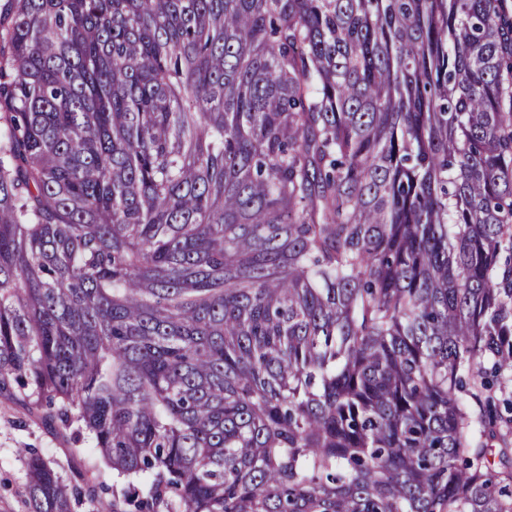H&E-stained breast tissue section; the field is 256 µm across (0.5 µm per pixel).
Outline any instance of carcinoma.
Wrapping results in <instances>:
<instances>
[{
    "instance_id": "cac0c4a2",
    "label": "carcinoma",
    "mask_w": 512,
    "mask_h": 512,
    "mask_svg": "<svg viewBox=\"0 0 512 512\" xmlns=\"http://www.w3.org/2000/svg\"><path fill=\"white\" fill-rule=\"evenodd\" d=\"M508 0H5L0 392L124 487L29 512H512ZM498 440V460L489 442Z\"/></svg>"
}]
</instances>
